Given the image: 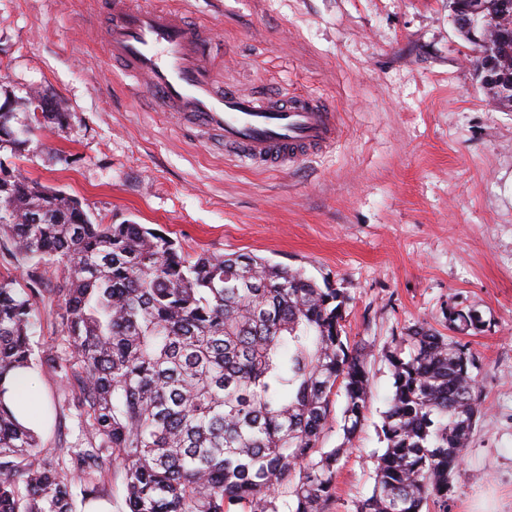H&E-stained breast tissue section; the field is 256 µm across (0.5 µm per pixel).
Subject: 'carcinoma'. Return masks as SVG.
Instances as JSON below:
<instances>
[{
	"instance_id": "cac0c4a2",
	"label": "carcinoma",
	"mask_w": 512,
	"mask_h": 512,
	"mask_svg": "<svg viewBox=\"0 0 512 512\" xmlns=\"http://www.w3.org/2000/svg\"><path fill=\"white\" fill-rule=\"evenodd\" d=\"M494 2L492 39L474 67L497 59L487 87L512 84V0H448L451 13ZM70 113L43 97L31 122L0 112V149L58 132ZM0 239L29 286L0 277V512H77L123 473L127 512H326L338 464L362 428L371 350L345 331L343 289L250 254L190 260L145 224H97L81 201L36 182L0 179ZM64 274L43 287L39 266ZM61 310L73 352L35 354L38 303ZM479 311L450 308L452 336L423 324L394 336L385 448L355 512H422L448 492L482 413L476 359L459 335ZM64 376L82 447L41 456L34 429L1 399L6 379ZM343 397L335 408L336 397ZM343 442L324 448L332 424Z\"/></svg>"
}]
</instances>
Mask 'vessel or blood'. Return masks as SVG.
I'll use <instances>...</instances> for the list:
<instances>
[{
  "label": "vessel or blood",
  "mask_w": 512,
  "mask_h": 512,
  "mask_svg": "<svg viewBox=\"0 0 512 512\" xmlns=\"http://www.w3.org/2000/svg\"><path fill=\"white\" fill-rule=\"evenodd\" d=\"M112 62L163 112L207 133L226 155L261 168H288L335 143L338 123L322 100L218 89L209 27L167 0H107L102 29Z\"/></svg>",
  "instance_id": "1"
}]
</instances>
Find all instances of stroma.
<instances>
[{"instance_id":"1","label":"stroma","mask_w":512,"mask_h":512,"mask_svg":"<svg viewBox=\"0 0 512 512\" xmlns=\"http://www.w3.org/2000/svg\"><path fill=\"white\" fill-rule=\"evenodd\" d=\"M177 2L213 27L220 85L319 98L340 116L336 143L284 170L231 159L108 64L97 0H0V83L49 91L71 114L0 161L98 223L151 225L191 258L253 253L350 295L371 398L328 512H354L371 489L392 337L447 331L453 306L480 311L468 341L484 413L448 512H512V110L476 79L448 0Z\"/></svg>"}]
</instances>
